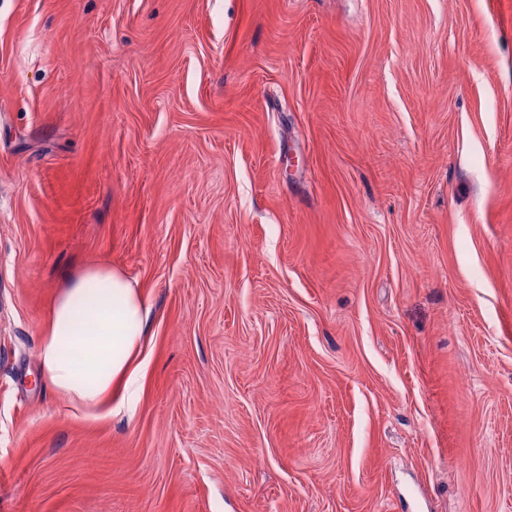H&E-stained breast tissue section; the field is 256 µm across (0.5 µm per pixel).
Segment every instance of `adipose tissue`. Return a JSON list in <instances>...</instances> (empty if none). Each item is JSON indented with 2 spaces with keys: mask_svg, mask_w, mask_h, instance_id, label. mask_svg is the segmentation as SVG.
Segmentation results:
<instances>
[{
  "mask_svg": "<svg viewBox=\"0 0 512 512\" xmlns=\"http://www.w3.org/2000/svg\"><path fill=\"white\" fill-rule=\"evenodd\" d=\"M148 310L124 274L92 265L67 277L39 343L44 382L92 412L114 391L134 401L145 363Z\"/></svg>",
  "mask_w": 512,
  "mask_h": 512,
  "instance_id": "obj_1",
  "label": "adipose tissue"
}]
</instances>
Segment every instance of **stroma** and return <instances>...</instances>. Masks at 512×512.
Masks as SVG:
<instances>
[{"mask_svg":"<svg viewBox=\"0 0 512 512\" xmlns=\"http://www.w3.org/2000/svg\"><path fill=\"white\" fill-rule=\"evenodd\" d=\"M93 264L130 415L40 376ZM0 512H512V0H0ZM148 309L124 274L92 265L67 277L39 343L44 382L72 403L112 414V395L134 403L146 357Z\"/></svg>","mask_w":512,"mask_h":512,"instance_id":"obj_1","label":"stroma"}]
</instances>
